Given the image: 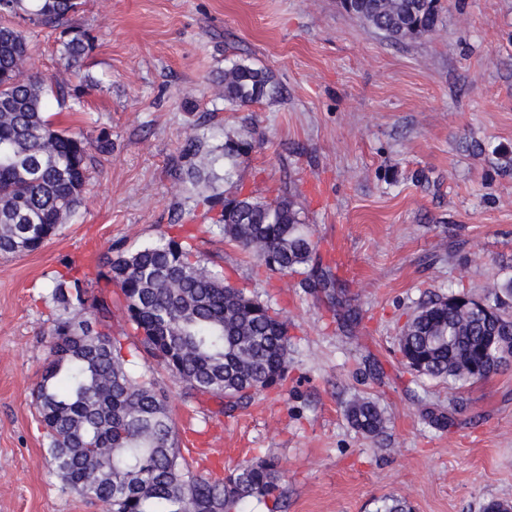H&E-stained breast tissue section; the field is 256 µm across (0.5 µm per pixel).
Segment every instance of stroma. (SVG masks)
Segmentation results:
<instances>
[{"mask_svg": "<svg viewBox=\"0 0 512 512\" xmlns=\"http://www.w3.org/2000/svg\"><path fill=\"white\" fill-rule=\"evenodd\" d=\"M441 3L436 31L395 42L341 0H86L74 23L93 47L76 75L56 64L58 33L31 35L28 72L99 83L77 109L53 110L56 127L108 136L112 151L56 237L0 255V512H106L52 475L32 404L49 352L50 279L64 261L155 241L177 213L195 225L205 264L291 322L281 397L229 412L160 374L199 472L274 457L286 512H373L385 496L413 512L512 502V370L454 389L410 374L398 353L420 301L452 285L478 297L512 274V0ZM241 59L270 69L283 96L226 110L213 77ZM193 136L254 140L226 195L276 196L291 173L361 310L359 331L329 328L299 276L267 278L211 227L198 191L174 176ZM357 396L383 408V443L346 421ZM427 406L456 408L455 425L431 426Z\"/></svg>", "mask_w": 512, "mask_h": 512, "instance_id": "35a3bbf8", "label": "stroma"}]
</instances>
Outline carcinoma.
Returning <instances> with one entry per match:
<instances>
[{"mask_svg": "<svg viewBox=\"0 0 512 512\" xmlns=\"http://www.w3.org/2000/svg\"><path fill=\"white\" fill-rule=\"evenodd\" d=\"M84 0H0V254L42 249L82 204L93 153L112 142L55 126L50 99L77 104L93 84L75 88L24 71L28 29L61 30V66L71 71L90 51L73 25ZM343 8L386 38H421L438 25L440 0H347ZM224 103L241 108L282 95L274 74L234 61L220 76ZM255 141L228 138L222 149L194 137L175 176L193 185L230 180ZM224 238L253 253L272 274L302 275L306 292L352 325L359 313L338 277L321 262L318 242L302 216L290 175L274 199L253 194L205 196ZM193 236L165 232L134 250L109 249L90 275L68 268L54 278L49 354L33 389L53 473L79 497L109 512H270L284 507L285 472L256 456L222 478L194 474L183 457L169 413V395L147 362L183 384L191 397L210 396L234 408L288 380V317L205 265ZM113 286L124 326L112 329L102 296L83 319L78 308L92 281ZM404 365L419 377L463 387L512 368V277L483 296L449 291L423 300L399 336ZM437 428L451 413L425 408ZM350 426L373 442L385 434L377 400L356 397L345 407ZM375 512H412L400 497L379 500Z\"/></svg>", "mask_w": 512, "mask_h": 512, "instance_id": "1", "label": "carcinoma"}]
</instances>
